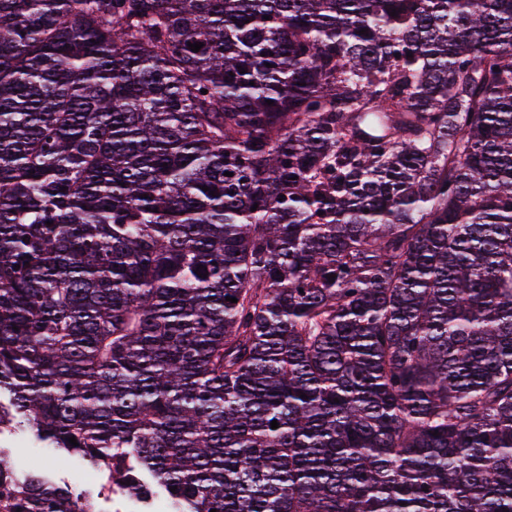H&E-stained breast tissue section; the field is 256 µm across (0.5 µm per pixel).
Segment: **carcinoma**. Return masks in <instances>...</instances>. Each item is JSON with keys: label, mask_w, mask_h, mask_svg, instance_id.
Returning a JSON list of instances; mask_svg holds the SVG:
<instances>
[{"label": "carcinoma", "mask_w": 512, "mask_h": 512, "mask_svg": "<svg viewBox=\"0 0 512 512\" xmlns=\"http://www.w3.org/2000/svg\"><path fill=\"white\" fill-rule=\"evenodd\" d=\"M5 393L172 512H512V0H0Z\"/></svg>", "instance_id": "cac0c4a2"}]
</instances>
